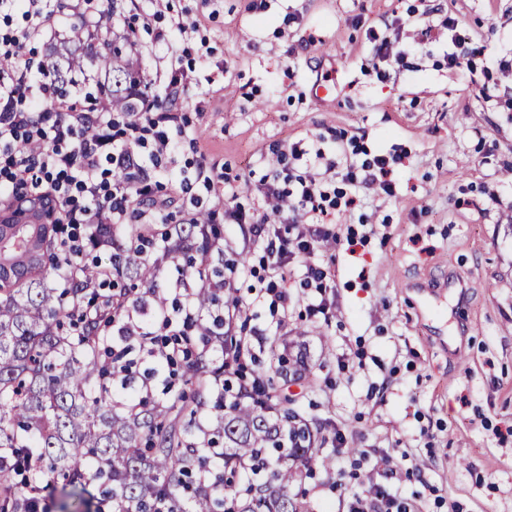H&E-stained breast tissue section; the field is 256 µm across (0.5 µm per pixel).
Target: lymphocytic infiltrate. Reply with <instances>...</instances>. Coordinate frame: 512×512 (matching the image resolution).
<instances>
[{"instance_id": "1", "label": "lymphocytic infiltrate", "mask_w": 512, "mask_h": 512, "mask_svg": "<svg viewBox=\"0 0 512 512\" xmlns=\"http://www.w3.org/2000/svg\"><path fill=\"white\" fill-rule=\"evenodd\" d=\"M59 0H0V46L15 59L0 69V205L14 207L19 191L30 187L31 202L55 213L56 221L78 229L62 246V255L105 247L103 224L149 223L156 206L155 177L164 157L178 151L185 134L181 94L192 80L183 64L187 44L197 30L193 20H178L157 31L167 50L164 71L145 73L139 110L116 122L107 107L77 105L57 94L26 49L55 23ZM24 24L13 27L14 16ZM278 167L260 181L263 202L287 204L292 235L271 232L265 216L248 215L236 206L224 214L249 227L261 243V264L268 273L266 293L276 307L288 304L286 275L296 255L313 254L319 243L338 240L335 210L352 206L356 195L336 202L321 191L314 177H298L283 186V170L299 160L298 151L276 152Z\"/></svg>"}]
</instances>
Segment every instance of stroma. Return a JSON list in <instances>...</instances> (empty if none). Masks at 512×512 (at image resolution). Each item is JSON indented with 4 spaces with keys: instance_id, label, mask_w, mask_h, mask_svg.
Listing matches in <instances>:
<instances>
[{
    "instance_id": "1",
    "label": "stroma",
    "mask_w": 512,
    "mask_h": 512,
    "mask_svg": "<svg viewBox=\"0 0 512 512\" xmlns=\"http://www.w3.org/2000/svg\"><path fill=\"white\" fill-rule=\"evenodd\" d=\"M115 32L135 31L143 70L153 31L199 22L200 56L184 90L188 144L163 178L193 165L204 144L248 209L276 166L273 147L299 144L291 176L328 195L347 165L385 156L395 194L362 187L336 212L340 244L313 259L335 279L330 317L310 316L305 267L290 273L288 311L254 304L268 281L262 246L224 224L225 251L245 254L238 295L250 301L245 342L268 367L273 336L305 333L313 386L289 388L304 419L324 426L320 458L300 486L309 512H350L353 493L380 485L420 512H512V0H114ZM153 12L150 27L141 16ZM396 37L402 60L372 66L371 33ZM474 55L449 68L454 39ZM329 92L312 96L319 81ZM489 94H482V87ZM334 169H327L328 161ZM439 293L420 307L416 286ZM135 386L165 400L164 377L140 340L126 343ZM345 446L334 447L335 434ZM356 479H339L350 461ZM420 466L392 483L386 461Z\"/></svg>"
}]
</instances>
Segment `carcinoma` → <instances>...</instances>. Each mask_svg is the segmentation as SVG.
<instances>
[{"instance_id":"carcinoma-1","label":"carcinoma","mask_w":512,"mask_h":512,"mask_svg":"<svg viewBox=\"0 0 512 512\" xmlns=\"http://www.w3.org/2000/svg\"><path fill=\"white\" fill-rule=\"evenodd\" d=\"M111 28L109 17L94 30L72 25L47 49L44 77L65 94L90 70L113 111L136 112L140 60L110 38ZM100 232L112 241V267L98 266L91 282L75 260L58 268L57 225L40 212L0 217V512H34L36 498L18 497L17 485L37 494L60 476L72 487L62 512H88L95 481L112 512H307L292 488L316 463L322 426L302 420L276 381L291 364L294 374L307 371L303 357L278 355L275 370L256 372L248 389L242 338L224 334L222 322H201L200 338L220 346L222 363L205 349L190 354L172 398L144 402L131 380L111 383L107 328L125 314L126 292L101 296L97 284L127 279L160 305L169 262L196 282L199 310L227 308L236 289L207 287L224 279L221 231L202 212L160 233L152 224H102ZM213 381L227 400L210 434L197 416Z\"/></svg>"}]
</instances>
